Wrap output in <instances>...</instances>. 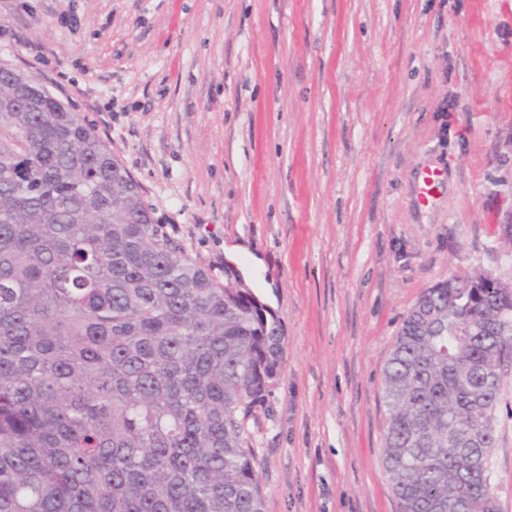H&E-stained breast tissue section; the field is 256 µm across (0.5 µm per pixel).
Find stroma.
<instances>
[{"mask_svg":"<svg viewBox=\"0 0 512 512\" xmlns=\"http://www.w3.org/2000/svg\"><path fill=\"white\" fill-rule=\"evenodd\" d=\"M1 24L0 62L95 126L159 232L280 318L247 423L265 512H400L403 318L453 275L512 287V0H0ZM504 372L490 461L512 512Z\"/></svg>","mask_w":512,"mask_h":512,"instance_id":"stroma-1","label":"stroma"}]
</instances>
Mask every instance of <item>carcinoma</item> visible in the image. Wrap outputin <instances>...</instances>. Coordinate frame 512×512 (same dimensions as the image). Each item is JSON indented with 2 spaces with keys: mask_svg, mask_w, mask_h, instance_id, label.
<instances>
[{
  "mask_svg": "<svg viewBox=\"0 0 512 512\" xmlns=\"http://www.w3.org/2000/svg\"><path fill=\"white\" fill-rule=\"evenodd\" d=\"M0 63V512H265L245 423L280 321L153 226L95 128ZM425 289L384 371L402 512H499L489 456L512 305Z\"/></svg>",
  "mask_w": 512,
  "mask_h": 512,
  "instance_id": "cac0c4a2",
  "label": "carcinoma"
}]
</instances>
